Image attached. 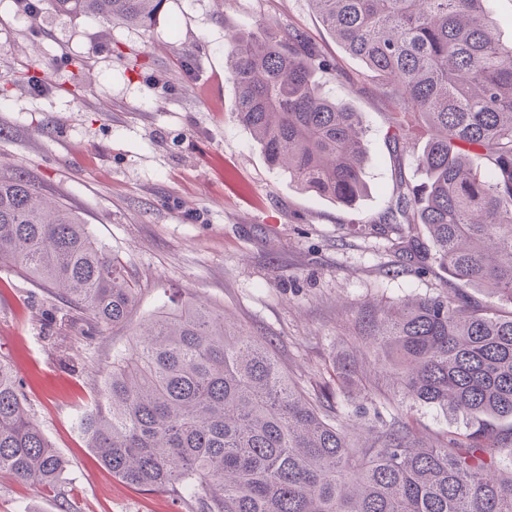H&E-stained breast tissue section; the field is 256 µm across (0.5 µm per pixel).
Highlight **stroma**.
Here are the masks:
<instances>
[{
  "mask_svg": "<svg viewBox=\"0 0 512 512\" xmlns=\"http://www.w3.org/2000/svg\"><path fill=\"white\" fill-rule=\"evenodd\" d=\"M30 0H0V174H19L72 209L141 286L130 325L95 338L72 330L64 348L42 341L55 298L30 276L0 268V358L24 383L31 421L66 460L55 490L0 476V512H191L185 496L126 484L103 467L78 429L112 352L135 328L191 299L271 344L290 380L308 392L352 361L357 373L328 407L383 418L405 409L393 376L359 348V313L408 299L448 296L422 226L408 261L396 233L373 224L395 208L400 179L418 182L411 158L385 138L387 108L311 11L307 0H164L154 26L104 24ZM266 26L307 34L330 61L325 90L363 112L366 190L346 207L272 168L232 117L224 80L229 31ZM147 68L131 67L133 57ZM83 59L72 74L69 58ZM49 66L46 84L23 75ZM83 87L80 99L68 88Z\"/></svg>",
  "mask_w": 512,
  "mask_h": 512,
  "instance_id": "35a3bbf8",
  "label": "stroma"
}]
</instances>
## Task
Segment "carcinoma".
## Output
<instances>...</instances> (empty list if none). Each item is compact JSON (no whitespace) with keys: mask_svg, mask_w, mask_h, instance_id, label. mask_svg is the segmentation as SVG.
<instances>
[{"mask_svg":"<svg viewBox=\"0 0 512 512\" xmlns=\"http://www.w3.org/2000/svg\"><path fill=\"white\" fill-rule=\"evenodd\" d=\"M394 104L386 136L428 126L426 172L407 183L387 228L420 224L456 285L446 297L360 313L368 345L402 398L466 420L430 443L406 413H362L357 428L288 382L272 352L191 302L153 315L135 349L112 352L99 399L78 426L112 475L184 491L193 512H512V45L488 0H308ZM54 9L147 30L163 0H50ZM233 114L290 181L340 204L365 189L363 113L316 80L331 65L296 29L228 33ZM485 156L478 170L467 160ZM39 279L92 336L131 320L140 292L70 209L22 175H0V267ZM466 288L501 303L491 312ZM65 459L35 426L23 384L0 359V473L52 488Z\"/></svg>","mask_w":512,"mask_h":512,"instance_id":"cac0c4a2","label":"carcinoma"}]
</instances>
